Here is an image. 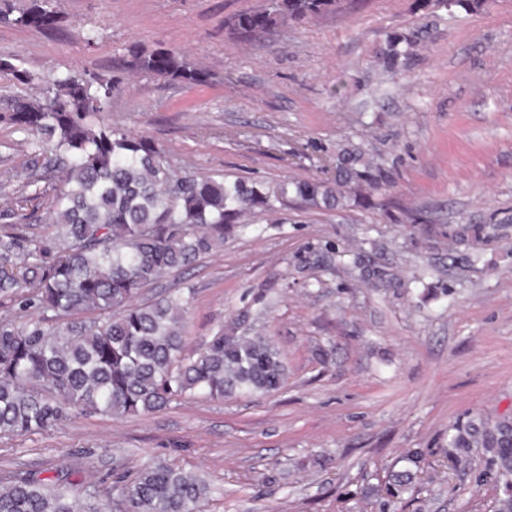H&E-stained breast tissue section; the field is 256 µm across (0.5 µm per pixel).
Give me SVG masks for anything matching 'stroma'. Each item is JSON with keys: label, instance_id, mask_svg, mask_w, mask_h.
<instances>
[{"label": "stroma", "instance_id": "stroma-1", "mask_svg": "<svg viewBox=\"0 0 512 512\" xmlns=\"http://www.w3.org/2000/svg\"><path fill=\"white\" fill-rule=\"evenodd\" d=\"M259 3L58 0L55 28L0 25V57L43 75L118 76L110 121L154 138L180 172L318 179L324 159L360 146L391 170L388 199L424 223L295 203L252 216L246 232L145 294L182 289L188 351L237 320L272 339L284 387L2 437L0 471L76 465L111 499L150 458L207 481L203 512H414L381 508L377 491L417 450L424 512H490L491 485L442 460L458 419L512 415V0L471 15L361 0L252 40L225 29ZM413 31L420 39L390 80L376 52ZM131 45L179 48L210 79L127 69ZM30 140L0 124V203L32 173L40 200L59 185L56 173L33 172ZM460 225L483 227V238L449 237Z\"/></svg>", "mask_w": 512, "mask_h": 512}]
</instances>
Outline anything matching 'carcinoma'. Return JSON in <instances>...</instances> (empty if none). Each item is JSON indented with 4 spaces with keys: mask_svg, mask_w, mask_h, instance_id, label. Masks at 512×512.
I'll list each match as a JSON object with an SVG mask.
<instances>
[{
    "mask_svg": "<svg viewBox=\"0 0 512 512\" xmlns=\"http://www.w3.org/2000/svg\"><path fill=\"white\" fill-rule=\"evenodd\" d=\"M486 0H417V8L466 13ZM343 0H265L224 20L229 33L251 38L288 24L339 11ZM61 20L57 0H29L15 11L0 0V23L52 28ZM418 35L391 34L376 58L397 69ZM131 69L192 84L208 73L189 66L177 48L127 49ZM0 73L39 88L14 100L0 122L33 135L39 160L62 172L44 206L49 237L37 226L9 225L0 233V301L18 300L32 316L0 322V436L46 432L74 414H147L186 394L213 400L270 394L287 378L284 358L266 336H246L233 323L196 353L186 351L187 307L181 289L150 301L143 288L181 270L246 229L243 218L274 212L290 198L309 208L384 207L372 194L391 183L382 165L358 147L326 161L334 177L288 179L269 185L175 171L152 138L100 120L112 98V77L65 71L43 76L18 58H0ZM395 224H422L409 210L385 212ZM483 465L478 486L497 484L490 512H512V415L489 420L469 415L448 428V464L473 451ZM418 471H393L387 494L411 491ZM125 512H201L207 486L197 475L145 464L117 485ZM0 512H110L97 488L71 474H0Z\"/></svg>",
    "mask_w": 512,
    "mask_h": 512,
    "instance_id": "carcinoma-1",
    "label": "carcinoma"
}]
</instances>
